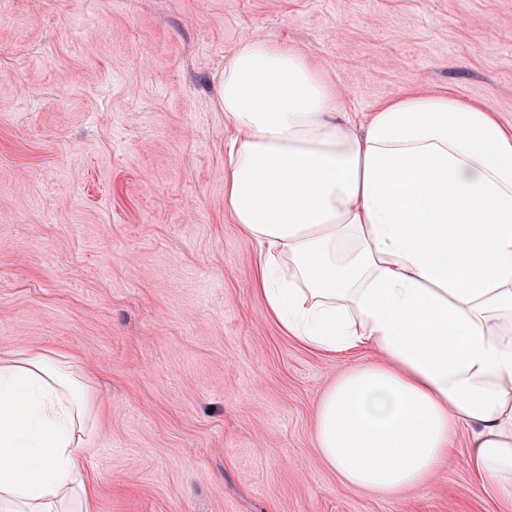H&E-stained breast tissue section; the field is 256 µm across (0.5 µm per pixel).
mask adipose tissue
<instances>
[{
	"instance_id": "1",
	"label": "adipose tissue",
	"mask_w": 512,
	"mask_h": 512,
	"mask_svg": "<svg viewBox=\"0 0 512 512\" xmlns=\"http://www.w3.org/2000/svg\"><path fill=\"white\" fill-rule=\"evenodd\" d=\"M218 102L236 130L224 208L256 245L268 314L308 348L381 357L317 401L322 459L395 497L465 428L470 472L512 499V127L447 93L361 116L265 36L225 58ZM89 398L54 353L0 358V512H95Z\"/></svg>"
}]
</instances>
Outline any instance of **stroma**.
I'll use <instances>...</instances> for the list:
<instances>
[{
    "mask_svg": "<svg viewBox=\"0 0 512 512\" xmlns=\"http://www.w3.org/2000/svg\"><path fill=\"white\" fill-rule=\"evenodd\" d=\"M266 36L348 109L452 92L512 125V0H0V356L90 378L98 512H512L465 465L341 486L314 404L367 349H307L266 313L224 209V59Z\"/></svg>",
    "mask_w": 512,
    "mask_h": 512,
    "instance_id": "1",
    "label": "stroma"
}]
</instances>
